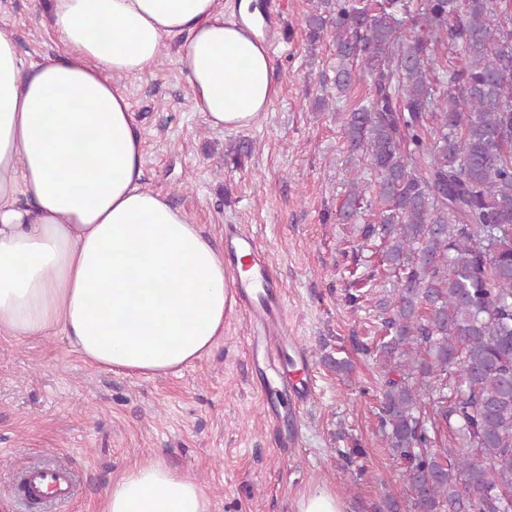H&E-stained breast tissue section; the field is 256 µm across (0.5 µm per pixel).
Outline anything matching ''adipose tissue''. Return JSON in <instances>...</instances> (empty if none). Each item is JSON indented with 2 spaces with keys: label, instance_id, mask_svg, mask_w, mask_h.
Instances as JSON below:
<instances>
[{
  "label": "adipose tissue",
  "instance_id": "obj_1",
  "mask_svg": "<svg viewBox=\"0 0 512 512\" xmlns=\"http://www.w3.org/2000/svg\"><path fill=\"white\" fill-rule=\"evenodd\" d=\"M250 6L240 0L236 22L224 0H50L64 50L29 66L0 30V334L60 336L93 367L144 377L194 364L223 337L224 254L144 186L117 81L179 40L207 124L250 127L277 93ZM102 512H212V500L154 457L112 481Z\"/></svg>",
  "mask_w": 512,
  "mask_h": 512
}]
</instances>
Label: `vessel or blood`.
<instances>
[{"label": "vessel or blood", "instance_id": "vessel-or-blood-1", "mask_svg": "<svg viewBox=\"0 0 512 512\" xmlns=\"http://www.w3.org/2000/svg\"><path fill=\"white\" fill-rule=\"evenodd\" d=\"M224 263L235 272L231 294L236 306L260 331L252 345L262 348L267 367L272 370L287 367L288 358L292 355L303 358L302 348L288 346L280 280L265 262L255 237L232 226L225 228ZM289 391L300 402L311 400L314 390L308 368L292 373ZM78 492L75 474L64 467L38 463L24 474L23 494L26 499H35L43 504L61 503L73 499Z\"/></svg>", "mask_w": 512, "mask_h": 512}]
</instances>
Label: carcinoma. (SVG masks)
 Masks as SVG:
<instances>
[{"instance_id":"carcinoma-1","label":"carcinoma","mask_w":512,"mask_h":512,"mask_svg":"<svg viewBox=\"0 0 512 512\" xmlns=\"http://www.w3.org/2000/svg\"><path fill=\"white\" fill-rule=\"evenodd\" d=\"M305 26L331 33L336 96L371 82L342 113L341 216H373L395 281L373 355L407 512H512V0H313Z\"/></svg>"}]
</instances>
